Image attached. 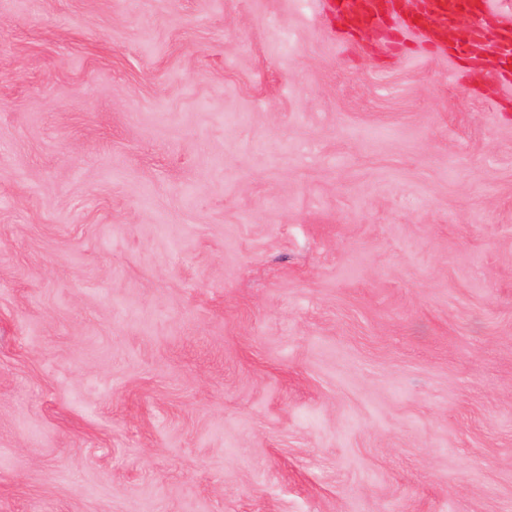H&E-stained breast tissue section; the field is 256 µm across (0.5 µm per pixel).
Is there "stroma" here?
<instances>
[{
    "instance_id": "stroma-1",
    "label": "stroma",
    "mask_w": 512,
    "mask_h": 512,
    "mask_svg": "<svg viewBox=\"0 0 512 512\" xmlns=\"http://www.w3.org/2000/svg\"><path fill=\"white\" fill-rule=\"evenodd\" d=\"M0 512H512V70L0 0Z\"/></svg>"
}]
</instances>
